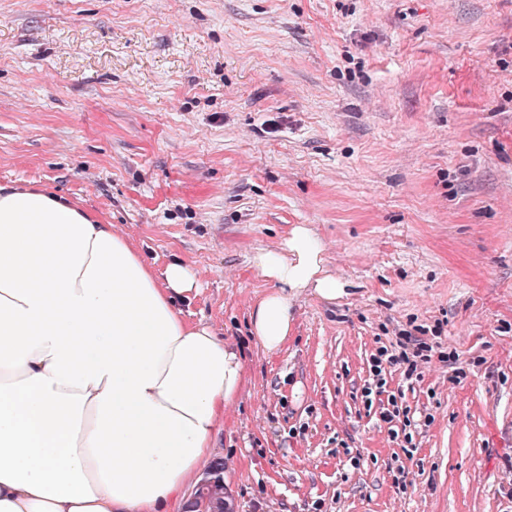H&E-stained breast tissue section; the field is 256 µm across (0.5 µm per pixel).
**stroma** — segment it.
Segmentation results:
<instances>
[{
    "mask_svg": "<svg viewBox=\"0 0 512 512\" xmlns=\"http://www.w3.org/2000/svg\"><path fill=\"white\" fill-rule=\"evenodd\" d=\"M32 183L195 273L245 358L237 512H512V0H0V184ZM300 224L344 293L270 353L251 257ZM404 330L409 453L363 398ZM430 351H432V346L406 330L399 334V340L396 341L395 345H390V349L387 346L380 347L375 354H372L371 358L372 382L364 387L363 397L367 405L372 406L371 396L374 389L376 390L375 393L378 394L380 393L378 390L382 389L387 383L383 376L384 368L382 366L384 363L398 365L402 369L404 378L412 380L414 376H418V358H424L427 356L425 353Z\"/></svg>",
    "mask_w": 512,
    "mask_h": 512,
    "instance_id": "35a3bbf8",
    "label": "stroma"
}]
</instances>
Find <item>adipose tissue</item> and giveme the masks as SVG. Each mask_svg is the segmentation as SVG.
Here are the masks:
<instances>
[{"instance_id": "ef3b65f1", "label": "adipose tissue", "mask_w": 512, "mask_h": 512, "mask_svg": "<svg viewBox=\"0 0 512 512\" xmlns=\"http://www.w3.org/2000/svg\"><path fill=\"white\" fill-rule=\"evenodd\" d=\"M322 263L303 225L253 256L279 284L251 316L266 351L288 337L290 293L342 294ZM199 288L93 212L0 185V512H184L245 378L180 308Z\"/></svg>"}]
</instances>
